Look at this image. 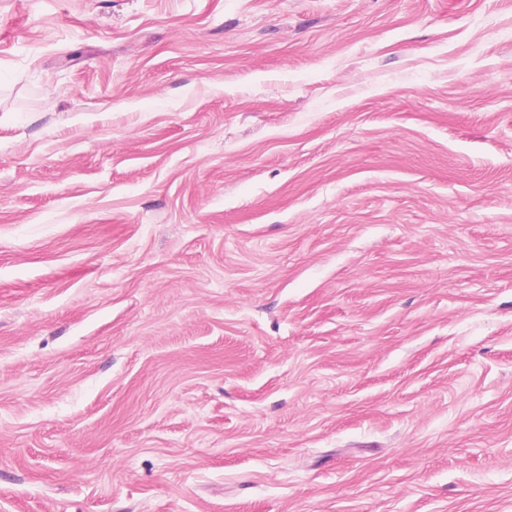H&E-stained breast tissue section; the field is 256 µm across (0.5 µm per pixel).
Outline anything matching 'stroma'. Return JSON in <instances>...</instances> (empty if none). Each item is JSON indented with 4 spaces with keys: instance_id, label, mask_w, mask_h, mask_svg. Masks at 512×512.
I'll return each instance as SVG.
<instances>
[{
    "instance_id": "stroma-1",
    "label": "stroma",
    "mask_w": 512,
    "mask_h": 512,
    "mask_svg": "<svg viewBox=\"0 0 512 512\" xmlns=\"http://www.w3.org/2000/svg\"><path fill=\"white\" fill-rule=\"evenodd\" d=\"M0 512H512V0H0Z\"/></svg>"
}]
</instances>
